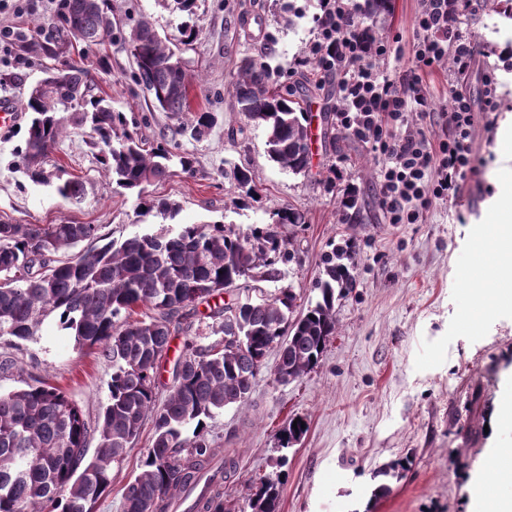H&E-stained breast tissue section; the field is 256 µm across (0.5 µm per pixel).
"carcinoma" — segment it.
Here are the masks:
<instances>
[{
	"instance_id": "carcinoma-1",
	"label": "carcinoma",
	"mask_w": 512,
	"mask_h": 512,
	"mask_svg": "<svg viewBox=\"0 0 512 512\" xmlns=\"http://www.w3.org/2000/svg\"><path fill=\"white\" fill-rule=\"evenodd\" d=\"M184 26L178 42L161 37L148 23L125 31L112 22L109 0H67L41 47L58 66L28 94L31 117L20 154L23 169L44 176L43 164L73 126L85 127L90 145L118 188L142 195L145 186L166 179L171 164L195 171L192 154L167 136L198 140L212 128V113L191 111L192 75L177 44L194 41ZM121 42L133 59V79L155 108L171 113L178 125L148 147L137 133L135 116L90 98V68L69 59L74 44L86 47ZM308 81L283 82L256 56L241 59L234 82L237 111L263 128L271 161L294 174L311 163ZM240 202L256 200L261 189L246 165L224 172ZM65 200L79 202L83 184L57 187ZM303 213L288 205L271 222L246 230L231 224H181L120 241L99 224H12L0 221V338L25 340L46 320L95 348L112 362L107 401L95 424L60 388L44 379L0 393V512H95L112 483V468L150 418L154 439L141 472L123 494V512H169L183 494L187 512H238L224 500V477L234 462L209 437L207 420L228 406L245 408L269 350L279 348L274 374L288 384L320 362L336 335V299L354 283L350 246L323 259L315 283L318 300L297 304L290 288L272 292L263 283L282 280L280 265L291 258L294 229ZM231 288L255 292L243 302L214 308L207 327L218 340L192 341L174 362L167 398L156 391L161 364L175 326L196 313L199 303ZM145 312L135 318V309ZM291 418L278 435L279 446L299 444L307 428ZM96 441L86 458L89 440ZM400 461L375 471L373 496L391 491L402 477ZM281 473L251 487L249 512H279Z\"/></svg>"
}]
</instances>
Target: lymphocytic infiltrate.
Here are the masks:
<instances>
[{
  "instance_id": "1",
  "label": "lymphocytic infiltrate",
  "mask_w": 512,
  "mask_h": 512,
  "mask_svg": "<svg viewBox=\"0 0 512 512\" xmlns=\"http://www.w3.org/2000/svg\"><path fill=\"white\" fill-rule=\"evenodd\" d=\"M471 0H421L411 65L393 77L378 60H401L400 48L356 19L352 0H326L320 38L313 48L322 70L339 75L340 125L378 151L381 204L387 223H417L431 199L457 197L474 170L470 146L474 116L468 98L452 94L448 137L432 143L424 134L408 133L413 115L430 110L420 71L451 59L458 76L474 66V50L459 29Z\"/></svg>"
}]
</instances>
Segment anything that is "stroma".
I'll return each instance as SVG.
<instances>
[{
  "label": "stroma",
  "instance_id": "obj_1",
  "mask_svg": "<svg viewBox=\"0 0 512 512\" xmlns=\"http://www.w3.org/2000/svg\"><path fill=\"white\" fill-rule=\"evenodd\" d=\"M113 14L126 25L152 23L160 36L175 38L186 21L198 28L184 47L187 71L202 75L194 84L192 106L213 112L216 123L202 140L182 139L196 159L194 175L173 170L148 185L152 199L175 203L174 217L142 213L136 195L118 193L112 177L89 144L86 128L69 129L51 153L46 171L63 167L81 180V202L61 199L54 179L32 180L19 167L25 125L0 131V219L20 224H99L126 238L180 224H233L245 229L269 222L285 205L300 209L305 222L296 230L293 258L283 265L281 287L302 302L315 301L322 258L355 240L356 284L336 301L339 327L318 366L287 385L275 381L278 359L270 351L245 409L224 408L209 420L210 437L229 449L236 473L224 482V497L245 507L249 486L272 472L287 456L280 512H481L500 497H512V481L493 471L512 466V421L500 408L512 398V293L502 276L488 277L475 296L470 277L492 255L484 246L496 211L512 207V16L475 0L460 28L476 51V64L462 87L475 112L485 108V72L496 79L497 107L492 123L477 120L472 134L476 171L454 200H433L415 224L385 223L377 172L380 158L336 124L316 128L311 168L295 174L271 162L266 135L233 109V83L240 60L262 55L281 79L320 83L314 113L335 112L336 76L311 65L319 39L322 0H197L189 17L172 0H112ZM418 0H391L389 11L374 14V26L410 56ZM54 0H37L33 10L0 13V23L21 32L24 41L43 42L34 21L51 23ZM108 68L93 71L100 95L114 109L146 116L140 132L153 142L174 125L170 113L146 104L136 85L132 60L121 43L102 50ZM51 58L13 52L6 69L10 82L0 97L24 112L30 87L45 78ZM434 111L420 120L431 141L448 135L445 113L456 84L447 64L421 75ZM239 128L229 138V128ZM250 167L262 189L260 200L234 202L224 172ZM334 177L326 187L325 177ZM353 202L358 223L341 220L342 200ZM16 358L24 373L0 371V392L42 377L61 387L95 422L108 393L112 367L97 350L79 348L53 321L26 340L0 339V356ZM300 415L308 431L293 448L281 450L276 433ZM152 421H145L124 460L112 469V485L96 512H122L125 486L140 472L152 445ZM407 457L411 467L392 483L388 495L372 499V474L379 466ZM484 477L476 486V477Z\"/></svg>",
  "mask_w": 512,
  "mask_h": 512
}]
</instances>
